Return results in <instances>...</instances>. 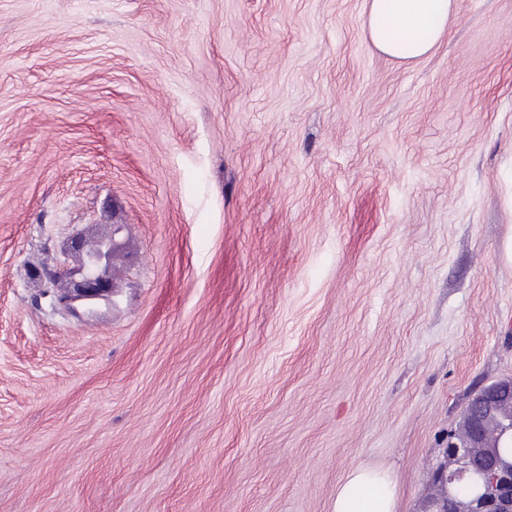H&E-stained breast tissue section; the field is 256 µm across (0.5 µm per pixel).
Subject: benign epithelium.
Returning <instances> with one entry per match:
<instances>
[{
  "label": "benign epithelium",
  "mask_w": 512,
  "mask_h": 512,
  "mask_svg": "<svg viewBox=\"0 0 512 512\" xmlns=\"http://www.w3.org/2000/svg\"><path fill=\"white\" fill-rule=\"evenodd\" d=\"M114 235L93 241L75 240L79 263L62 262L37 272L41 283L55 287L67 278L72 287L57 295V303L72 315H89L100 304H112ZM512 444V377L478 390L467 406L461 429L448 437V464L437 469L441 493L427 500L425 512H512V457L500 448ZM476 476L482 490L462 495L458 486Z\"/></svg>",
  "instance_id": "1"
}]
</instances>
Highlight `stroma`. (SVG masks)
Masks as SVG:
<instances>
[{
  "instance_id": "1",
  "label": "stroma",
  "mask_w": 512,
  "mask_h": 512,
  "mask_svg": "<svg viewBox=\"0 0 512 512\" xmlns=\"http://www.w3.org/2000/svg\"><path fill=\"white\" fill-rule=\"evenodd\" d=\"M0 0V512H422L512 377V0ZM120 225L113 305L33 279ZM454 12L455 0H367L366 25L381 53L411 63L447 35ZM396 488L381 471L358 466L345 478L334 504V512H395Z\"/></svg>"
}]
</instances>
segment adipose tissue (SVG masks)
<instances>
[{
	"instance_id": "1",
	"label": "adipose tissue",
	"mask_w": 512,
	"mask_h": 512,
	"mask_svg": "<svg viewBox=\"0 0 512 512\" xmlns=\"http://www.w3.org/2000/svg\"><path fill=\"white\" fill-rule=\"evenodd\" d=\"M454 12L455 0H367L366 25L381 53L411 63L447 35ZM396 500L386 473L359 466L340 486L334 512H395Z\"/></svg>"
}]
</instances>
